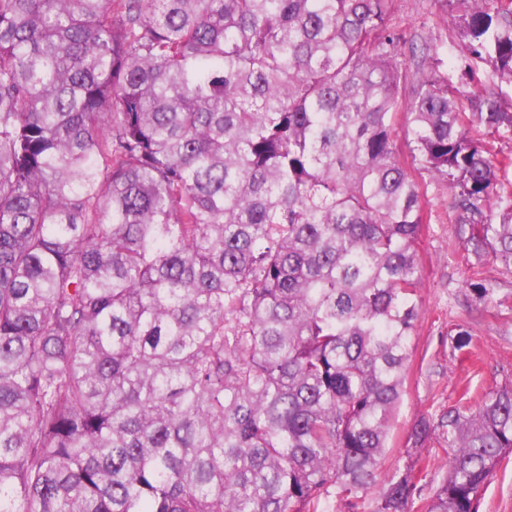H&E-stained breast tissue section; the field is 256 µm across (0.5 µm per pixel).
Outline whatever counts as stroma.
<instances>
[{"instance_id": "1", "label": "stroma", "mask_w": 512, "mask_h": 512, "mask_svg": "<svg viewBox=\"0 0 512 512\" xmlns=\"http://www.w3.org/2000/svg\"><path fill=\"white\" fill-rule=\"evenodd\" d=\"M394 23L408 40L425 38L439 45L434 67L452 77L457 98L468 101L478 92L484 74H465L456 54L447 49L456 35L453 19L434 14L430 0H397ZM426 218L419 245L423 287L420 316L411 342V361L401 402L395 412L383 459L385 472L420 461L423 491L412 512L425 504L446 474V447L434 439L408 449L407 432L422 416L439 419L457 403L463 391L489 393L512 380V272L486 256L476 258L459 232L450 208L448 187L428 185ZM488 290L486 297L473 284ZM471 335L468 349L455 348L459 329ZM478 512H512V460L503 461L483 493Z\"/></svg>"}]
</instances>
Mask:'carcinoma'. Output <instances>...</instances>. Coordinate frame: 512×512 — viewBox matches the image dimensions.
<instances>
[{
	"mask_svg": "<svg viewBox=\"0 0 512 512\" xmlns=\"http://www.w3.org/2000/svg\"><path fill=\"white\" fill-rule=\"evenodd\" d=\"M431 2L469 113L396 0H0V512H411L423 175L512 268V0ZM438 430L477 512L512 384ZM396 14L394 23L403 41L399 44L400 59L409 60L410 40H418L420 37L433 41L442 46L435 60L432 61L437 70L449 73L452 77V85L455 94L464 105L481 88L486 79V73L482 70L472 78L464 74V66L458 60V52H449L447 47L450 39H456L454 19L448 14V19L442 18L435 12L429 0H396ZM433 12V13H432ZM406 42V43H404ZM405 54V55H404Z\"/></svg>",
	"mask_w": 512,
	"mask_h": 512,
	"instance_id": "cac0c4a2",
	"label": "carcinoma"
}]
</instances>
